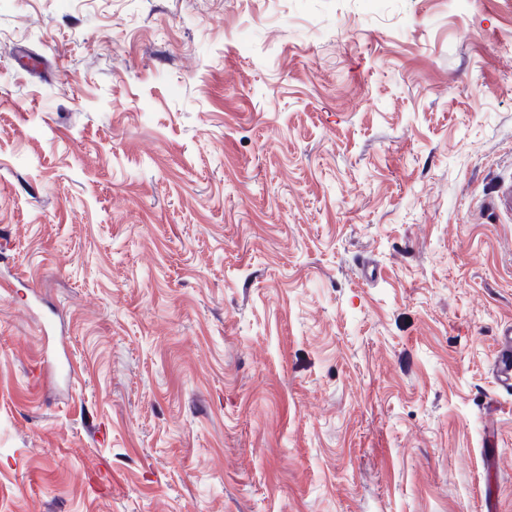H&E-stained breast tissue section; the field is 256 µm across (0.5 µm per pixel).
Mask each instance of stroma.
I'll return each mask as SVG.
<instances>
[{"label": "stroma", "mask_w": 512, "mask_h": 512, "mask_svg": "<svg viewBox=\"0 0 512 512\" xmlns=\"http://www.w3.org/2000/svg\"><path fill=\"white\" fill-rule=\"evenodd\" d=\"M507 191L512 0H0V512H512ZM500 350L495 361V369L500 385L512 389V329L504 332L499 341Z\"/></svg>", "instance_id": "1"}]
</instances>
